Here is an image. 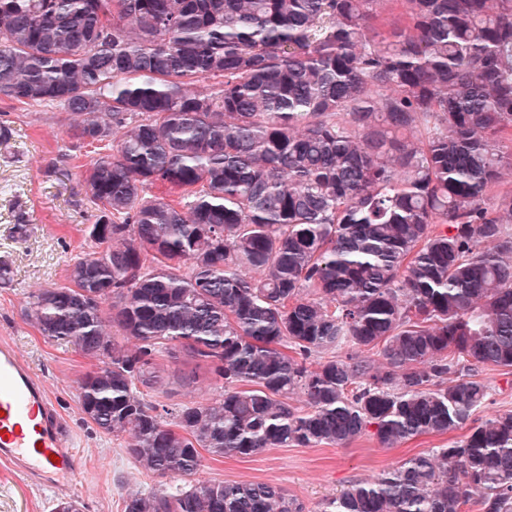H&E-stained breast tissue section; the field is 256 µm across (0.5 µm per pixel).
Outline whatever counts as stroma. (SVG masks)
I'll use <instances>...</instances> for the list:
<instances>
[{
  "instance_id": "35a3bbf8",
  "label": "stroma",
  "mask_w": 512,
  "mask_h": 512,
  "mask_svg": "<svg viewBox=\"0 0 512 512\" xmlns=\"http://www.w3.org/2000/svg\"><path fill=\"white\" fill-rule=\"evenodd\" d=\"M65 112L49 106L11 107L0 100V124L11 136L0 141V261L12 270L0 283V340L12 342L28 362L44 374L52 402L78 445V472L68 496L81 512H123L127 494L148 492L163 476L143 471L125 452L126 439L99 432L85 419L78 401V383L96 362L72 344L44 338L25 319L30 295L66 282L75 259L89 251L93 208L83 171L76 159L83 147L67 133ZM26 221L25 240H15L16 215ZM488 396L473 415L480 423L512 411V369L476 368ZM157 383L144 396L158 406L190 405L218 386L207 363L180 351L159 353ZM468 428L444 435H423L395 448L381 447L367 434L345 447L270 448L247 458L204 456L195 475L203 482H265L298 499L305 512H325L329 500L351 484L372 481L407 458L446 448L464 440ZM58 494L0 462V512H50Z\"/></svg>"
}]
</instances>
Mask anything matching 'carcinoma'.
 Listing matches in <instances>:
<instances>
[{"label":"carcinoma","mask_w":512,"mask_h":512,"mask_svg":"<svg viewBox=\"0 0 512 512\" xmlns=\"http://www.w3.org/2000/svg\"><path fill=\"white\" fill-rule=\"evenodd\" d=\"M0 97L110 150L84 172L92 249L26 316L98 361L86 418L178 480L123 512H303L192 481L201 451L395 448L465 426L471 372L512 368V196L485 202L512 165V0H0ZM174 344L222 384L160 410L138 386ZM476 491L512 512L511 412L325 512Z\"/></svg>","instance_id":"cac0c4a2"}]
</instances>
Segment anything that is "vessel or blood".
<instances>
[{"label": "vessel or blood", "instance_id": "b4317fda", "mask_svg": "<svg viewBox=\"0 0 512 512\" xmlns=\"http://www.w3.org/2000/svg\"><path fill=\"white\" fill-rule=\"evenodd\" d=\"M0 460L38 484L62 489L77 473L74 442L43 375L0 341Z\"/></svg>", "mask_w": 512, "mask_h": 512}]
</instances>
